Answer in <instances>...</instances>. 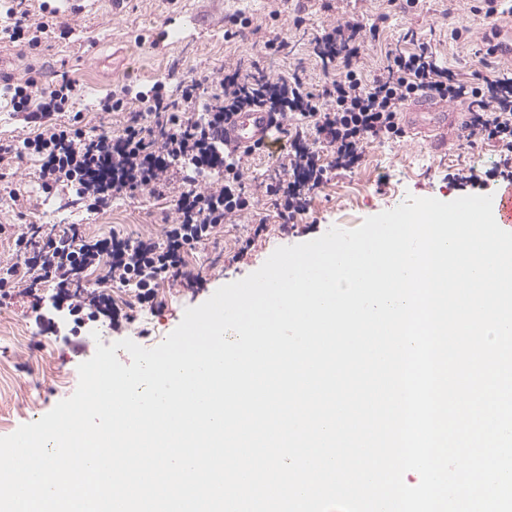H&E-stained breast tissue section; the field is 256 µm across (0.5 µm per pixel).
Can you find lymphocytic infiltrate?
<instances>
[{
	"label": "lymphocytic infiltrate",
	"mask_w": 512,
	"mask_h": 512,
	"mask_svg": "<svg viewBox=\"0 0 512 512\" xmlns=\"http://www.w3.org/2000/svg\"><path fill=\"white\" fill-rule=\"evenodd\" d=\"M49 28V22L34 18L27 0H12L0 13V41L34 50ZM376 36V29L352 20L323 29L314 38L315 53L324 69L338 74L316 87L302 70L273 75L262 66V59L292 50L287 37L271 32L255 45L252 72L235 63L214 77L183 78L175 94L155 89L136 110L122 91L96 99L95 111L126 113L115 133L60 120L81 95L73 80L46 87L32 77L0 84V98L8 100L13 117L31 127L21 143L0 146V169L37 157L43 186L69 187L92 213L143 190L173 199L158 239L133 242L115 234L90 245L72 224L14 225L11 254L0 261V300L52 287L68 299L70 313L93 318L110 311L105 286L112 283L133 291L123 318L110 320L120 329L143 308L162 306L161 285L191 277L188 253L215 242L224 225L251 214L259 197L273 198L284 228H293L310 193L335 171L359 164L369 143L403 138L401 110L420 96L466 103L470 137L512 151V79L480 69L457 73L413 30L404 33L400 45L387 47L386 66L369 77L362 47ZM253 106L276 115L277 130L292 150L281 163L282 174L250 189L243 154L226 150L222 135L226 116ZM311 135L329 152V162L319 163L309 150ZM215 171L220 179H212ZM99 260L107 267L106 281L83 280L82 272Z\"/></svg>",
	"instance_id": "lymphocytic-infiltrate-1"
}]
</instances>
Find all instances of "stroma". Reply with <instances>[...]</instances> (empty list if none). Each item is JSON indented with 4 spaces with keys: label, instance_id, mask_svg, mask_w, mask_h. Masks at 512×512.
Segmentation results:
<instances>
[{
    "label": "stroma",
    "instance_id": "35a3bbf8",
    "mask_svg": "<svg viewBox=\"0 0 512 512\" xmlns=\"http://www.w3.org/2000/svg\"><path fill=\"white\" fill-rule=\"evenodd\" d=\"M326 0H125L113 11L112 0H75L69 14H61V0H44L57 11V28L47 32L39 49L20 43H0V73L11 80L36 77L40 84L56 83L61 77L75 80L82 91L75 111L62 114L65 122L82 120L91 126L120 129L123 112H93L90 103L116 87L134 85L145 89L170 73L184 76L214 75L225 64L250 58L259 36L252 28L225 40L223 31L211 28L215 11L225 18L249 17L263 30L287 32L294 44L285 57L267 61L268 70H303L311 85L328 78L313 51L312 38L339 20L356 19L377 27L378 40L365 43L367 74L384 65V46L396 42L404 28L411 27L432 40L441 61L458 72H469L478 63L475 55L489 20L475 9L477 0H418L407 7L405 0L388 5L387 0H344L340 9L324 7ZM279 11L271 20V11ZM182 13L188 28L172 34L157 47L144 44V37L158 31L166 18ZM302 17L294 26V17ZM70 33H61L60 24ZM500 159L497 145L469 143L466 133L451 136L445 151H434L422 141H374L368 144L361 163L337 171L310 197L308 211L294 230L285 232L270 198L260 197L254 211L218 234V246L205 245L192 251L188 265L199 272L205 285L164 287V305L138 312L133 323L112 331L97 323L71 336L66 320L55 325L39 322L37 315L49 311L51 289L39 296H17L0 305V437L21 425L39 420L58 402L70 397L79 382L78 366L97 345L133 340L145 348L160 344L180 323L185 309L205 302L219 287L243 279L258 270L281 246L304 243L323 235L331 227L352 229L370 216L393 209L407 196L452 201L470 195V188L455 183L456 174L476 169L494 174ZM171 213V203L149 192L113 201L107 211L93 214L79 208L73 190L57 185L43 189L39 163L27 158L17 173L0 181V227L12 224L80 225L87 243L120 234L132 239L159 237ZM265 225L260 237L251 227ZM250 248H243V241ZM85 345L86 353L74 352L72 343Z\"/></svg>",
    "mask_w": 512,
    "mask_h": 512
}]
</instances>
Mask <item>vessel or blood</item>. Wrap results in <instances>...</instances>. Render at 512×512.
<instances>
[{
  "mask_svg": "<svg viewBox=\"0 0 512 512\" xmlns=\"http://www.w3.org/2000/svg\"><path fill=\"white\" fill-rule=\"evenodd\" d=\"M403 127L408 135L429 137L439 151L448 147V137L458 130L464 120L462 109L447 102L419 97L402 110ZM275 126L268 112L261 109L243 111L231 117L224 126V143L244 150L273 140ZM497 222L501 228L512 231V181L502 183L495 196Z\"/></svg>",
  "mask_w": 512,
  "mask_h": 512,
  "instance_id": "vessel-or-blood-1",
  "label": "vessel or blood"
}]
</instances>
